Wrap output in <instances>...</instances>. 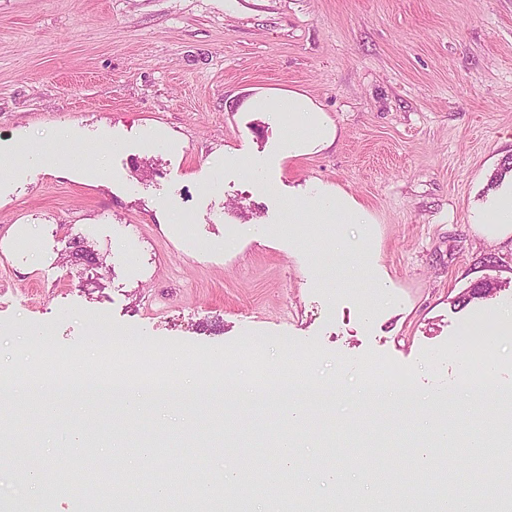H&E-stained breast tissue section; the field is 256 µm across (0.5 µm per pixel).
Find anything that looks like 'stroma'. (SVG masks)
<instances>
[{
	"label": "stroma",
	"mask_w": 512,
	"mask_h": 512,
	"mask_svg": "<svg viewBox=\"0 0 512 512\" xmlns=\"http://www.w3.org/2000/svg\"><path fill=\"white\" fill-rule=\"evenodd\" d=\"M288 90L321 106L332 145L282 158L287 116L243 109ZM154 128L172 141L164 153L146 147ZM105 133L123 149L105 154L101 186L68 158ZM27 148L51 164H24ZM508 158L512 0H0V162L15 168L0 177V361L42 336L69 356L121 336L203 354L256 343L286 373L290 354L319 351L311 388L338 379L347 393L292 437L296 478L329 510L328 460L353 475L357 456L413 471L403 449L429 424L457 426L449 395L475 396L484 423H499L512 393V242L477 219ZM251 161L266 163L265 186L243 177ZM316 186L342 189L369 223H289L285 202ZM78 236L105 256L104 284L64 263ZM489 279L500 291L459 305ZM467 328L498 339L477 380L465 375ZM374 382L406 395L351 400ZM297 400L236 405L203 382L134 414L78 393L51 413L17 389L0 395V425L26 444L0 455V501L75 512L72 472L89 450L111 463L96 481L110 512H123L112 488L132 474L192 469L209 490L238 449L283 431ZM161 435L167 461L138 456ZM29 469L56 485L51 498L17 482ZM468 469L452 462L387 490L406 512L422 487Z\"/></svg>",
	"instance_id": "stroma-1"
}]
</instances>
